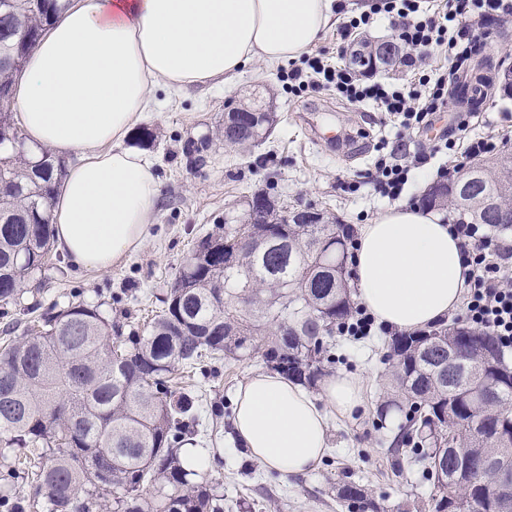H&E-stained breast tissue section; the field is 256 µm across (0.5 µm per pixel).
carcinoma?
Segmentation results:
<instances>
[{
	"mask_svg": "<svg viewBox=\"0 0 512 512\" xmlns=\"http://www.w3.org/2000/svg\"><path fill=\"white\" fill-rule=\"evenodd\" d=\"M0 11V95L58 12V0H8ZM254 132L220 128L228 146L255 143L272 130L269 112L247 115ZM470 169L481 180L448 207L472 224L512 228V152ZM65 162L44 151L33 161L16 128L11 102L0 104V303L8 305L45 270L53 251L45 206ZM498 202L485 207L473 197ZM347 229L342 224H286L276 246L258 237L239 245L236 225L209 235L191 265L179 270L164 307L143 335L112 336L98 309L53 307L33 324L13 322L0 345V445L20 449L18 470L34 493L0 491L5 512H224V494L203 476L204 464L181 459L196 423L193 399L171 390L176 372L223 354L259 353L270 368L314 387L336 363L326 338L346 322L352 297ZM238 253V265L224 257ZM438 323L388 342V403L406 409L394 453L427 463V512H491L494 477L475 449L512 457V368L487 338L501 376L476 355L469 376L448 368V338ZM453 449H448V442ZM463 471L468 498L445 495L444 481ZM338 498L380 512L356 483Z\"/></svg>",
	"mask_w": 512,
	"mask_h": 512,
	"instance_id": "carcinoma-1",
	"label": "carcinoma"
}]
</instances>
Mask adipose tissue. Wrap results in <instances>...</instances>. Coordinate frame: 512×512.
<instances>
[{
  "label": "adipose tissue",
  "instance_id": "ef3b65f1",
  "mask_svg": "<svg viewBox=\"0 0 512 512\" xmlns=\"http://www.w3.org/2000/svg\"><path fill=\"white\" fill-rule=\"evenodd\" d=\"M335 0H71L16 80L15 125L31 152H80L50 202L57 250L103 272L138 251L161 183L128 140L157 90L230 81L249 62L295 60L337 20ZM461 241L439 215L401 203L360 225L355 298L375 321L425 329L463 302ZM365 380L327 378L321 399L259 372L235 391L232 440L281 476L315 469L329 446L328 414L364 404Z\"/></svg>",
  "mask_w": 512,
  "mask_h": 512
}]
</instances>
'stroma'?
Returning <instances> with one entry per match:
<instances>
[{
    "instance_id": "1",
    "label": "stroma",
    "mask_w": 512,
    "mask_h": 512,
    "mask_svg": "<svg viewBox=\"0 0 512 512\" xmlns=\"http://www.w3.org/2000/svg\"><path fill=\"white\" fill-rule=\"evenodd\" d=\"M292 67L289 61L273 67L252 62L227 86L193 87L172 102L159 92L166 106L146 121L153 137L142 143L161 180L145 244L99 273L75 270L54 255L43 281L31 283L9 305L11 317L20 318L34 306L82 302L100 306L127 334L161 308L197 244L225 218L240 214L254 193L268 195L280 208L312 207L344 224H367L389 205L371 180L376 159L396 144H403L409 157L429 151L454 131L456 115L469 113L471 133H495L512 151V92L501 82H494L477 106L452 99L431 126L412 132L390 122L375 105L350 103L332 91L289 94L282 78ZM253 105L275 113L271 136L244 150L225 146L216 136L225 112ZM202 141L208 144L204 164H189L185 146ZM388 340L378 329L361 340L330 338L337 372L367 379L366 401L351 417H331L329 448L317 469L304 476H279L230 440L235 390L265 370L260 355L213 361L178 384V391L195 400L197 426L190 444L209 460L210 477L224 493V512H347L337 490L350 482L362 485L385 512H420L429 493L425 465L396 468L391 448L405 413L385 405ZM218 404L224 408L219 418L212 413Z\"/></svg>"
}]
</instances>
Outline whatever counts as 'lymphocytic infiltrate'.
<instances>
[{"label": "lymphocytic infiltrate", "mask_w": 512, "mask_h": 512, "mask_svg": "<svg viewBox=\"0 0 512 512\" xmlns=\"http://www.w3.org/2000/svg\"><path fill=\"white\" fill-rule=\"evenodd\" d=\"M397 16L398 39L417 53L434 47L448 50L449 66L432 74H420L408 84L367 82L345 62L327 65L319 58L307 59L305 68L287 75L290 92L335 89L352 103L371 102L406 130L430 124L436 112L448 103V82L458 62L473 48L483 29L500 19L512 17V0H447L444 9L422 16L419 0H372L369 12L351 18L341 27L351 37L369 26L373 15ZM409 166L397 151H390L375 165L374 188L382 197L399 198L407 181ZM453 230L461 240L469 270L466 274V303L462 319L494 336L500 348L512 350V241L492 236L488 225L456 218Z\"/></svg>", "instance_id": "1"}]
</instances>
